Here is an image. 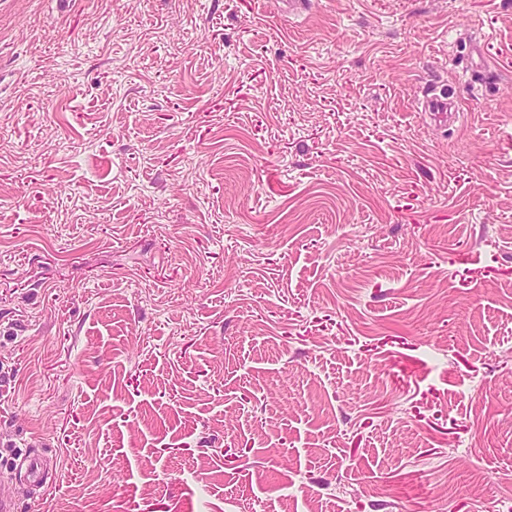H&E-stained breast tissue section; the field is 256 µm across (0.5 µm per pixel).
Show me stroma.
I'll list each match as a JSON object with an SVG mask.
<instances>
[{
  "instance_id": "stroma-1",
  "label": "stroma",
  "mask_w": 512,
  "mask_h": 512,
  "mask_svg": "<svg viewBox=\"0 0 512 512\" xmlns=\"http://www.w3.org/2000/svg\"><path fill=\"white\" fill-rule=\"evenodd\" d=\"M1 496L512 512V0H5ZM454 98L448 96H432L421 103L423 112H432L431 115L440 121L447 122L448 115L459 118V109L455 105ZM17 460L18 461H14L13 465L20 468V470H24L31 482L34 484L40 483L42 488L48 485L46 480L43 481V476L45 471L49 468L51 460L42 455L27 452L19 454Z\"/></svg>"
}]
</instances>
